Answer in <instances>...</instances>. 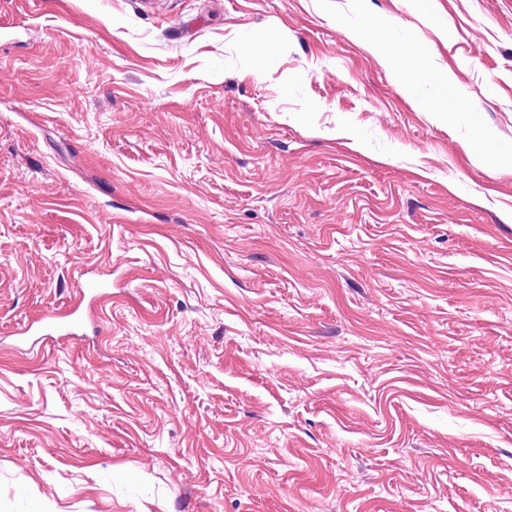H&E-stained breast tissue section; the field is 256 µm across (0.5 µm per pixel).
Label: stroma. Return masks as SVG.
<instances>
[{
    "instance_id": "1",
    "label": "stroma",
    "mask_w": 512,
    "mask_h": 512,
    "mask_svg": "<svg viewBox=\"0 0 512 512\" xmlns=\"http://www.w3.org/2000/svg\"><path fill=\"white\" fill-rule=\"evenodd\" d=\"M510 214L512 0H0V512H512ZM103 288L102 285L94 283L81 285L76 296L77 301L68 311L61 314L45 313L32 319L20 333L22 339L34 344L54 336H77L82 327L84 304L87 302V311L90 314L97 301L105 295Z\"/></svg>"
}]
</instances>
